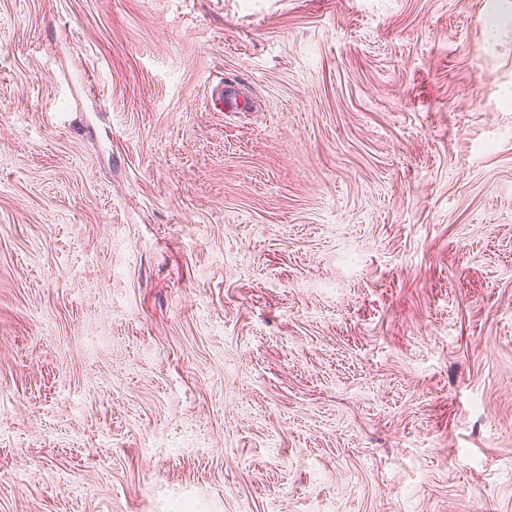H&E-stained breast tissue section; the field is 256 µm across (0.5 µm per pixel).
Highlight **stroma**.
Returning <instances> with one entry per match:
<instances>
[{
    "label": "stroma",
    "instance_id": "obj_1",
    "mask_svg": "<svg viewBox=\"0 0 512 512\" xmlns=\"http://www.w3.org/2000/svg\"><path fill=\"white\" fill-rule=\"evenodd\" d=\"M0 512H512V0H0Z\"/></svg>",
    "mask_w": 512,
    "mask_h": 512
}]
</instances>
